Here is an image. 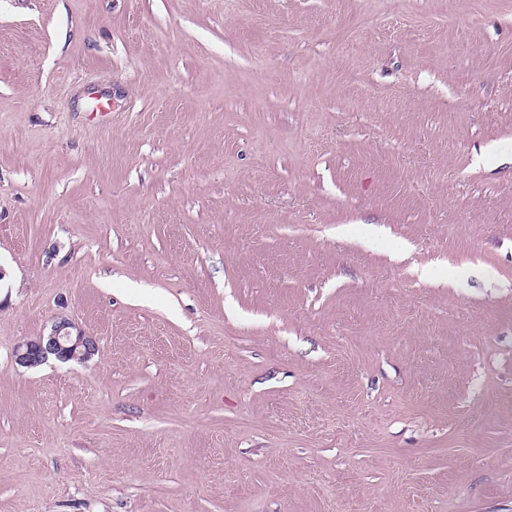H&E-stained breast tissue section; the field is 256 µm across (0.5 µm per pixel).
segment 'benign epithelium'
I'll use <instances>...</instances> for the list:
<instances>
[{
	"label": "benign epithelium",
	"mask_w": 512,
	"mask_h": 512,
	"mask_svg": "<svg viewBox=\"0 0 512 512\" xmlns=\"http://www.w3.org/2000/svg\"><path fill=\"white\" fill-rule=\"evenodd\" d=\"M96 351L92 337L66 319L54 323L48 336L38 340L21 342L15 349V361L23 367H35L54 359L68 362L72 359L85 361Z\"/></svg>",
	"instance_id": "1"
}]
</instances>
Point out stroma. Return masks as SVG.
Returning <instances> with one entry per match:
<instances>
[{"instance_id":"35a3bbf8","label":"stroma","mask_w":512,"mask_h":512,"mask_svg":"<svg viewBox=\"0 0 512 512\" xmlns=\"http://www.w3.org/2000/svg\"><path fill=\"white\" fill-rule=\"evenodd\" d=\"M0 267V512H512V0H0ZM96 351L95 341L66 319L54 323L48 336L21 342L15 349V361L23 367H35L50 359L85 361Z\"/></svg>"}]
</instances>
